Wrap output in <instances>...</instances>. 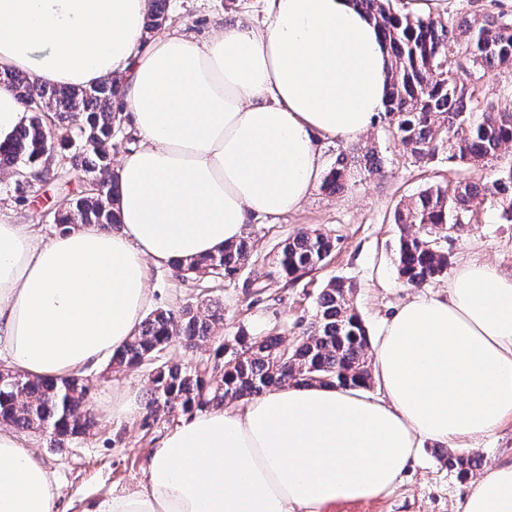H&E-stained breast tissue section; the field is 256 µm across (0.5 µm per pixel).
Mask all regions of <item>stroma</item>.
<instances>
[{"instance_id":"1","label":"stroma","mask_w":512,"mask_h":512,"mask_svg":"<svg viewBox=\"0 0 512 512\" xmlns=\"http://www.w3.org/2000/svg\"><path fill=\"white\" fill-rule=\"evenodd\" d=\"M394 5L405 12L422 10L455 19L498 12L512 18V0H425L421 6L416 0H394ZM267 8V0H168L166 22L201 38L213 22L226 16L262 23ZM469 80L482 97L500 109L512 110V69H475ZM318 147L327 166L335 160L337 150L346 152L352 171L347 189L336 194L314 190L298 210L281 216L252 215L246 233L255 243L257 266L233 280L189 276L174 266L151 267V309L176 311L189 303L213 300L224 309V326L215 331L214 343L233 338L241 329L253 336L276 334L291 343L300 338L310 321L319 291L329 279L341 277L355 284L352 302L369 339H376L394 309L414 293L398 280L393 266L399 237L396 208L429 182L453 185L471 177L472 171L449 161L444 153L424 163L411 162L381 119L357 138L322 139ZM370 148L383 160L382 175L363 173V155ZM9 181V176L0 177V221L37 225L47 237L56 231L54 215L64 197L76 196L84 187L76 175L65 186L49 180L36 184L20 203L6 193ZM303 229L328 233L334 240L331 255L321 268L296 281L270 276L280 243ZM439 245L449 256L450 268L465 262L488 263L512 275V222L503 219L496 196L477 205L474 221L449 230ZM149 377L146 367L111 374L106 365H99L92 372L89 408L96 425L89 434L54 448L47 437L26 433L38 461L60 487L55 512H83L89 501L108 497L116 489L135 488L144 480L149 449L156 447L173 425L169 419L148 418L144 403ZM124 396L137 399V411L127 418L110 417L113 403ZM433 448V443H423L418 461L390 495L339 500L326 505L323 512H458L478 479L495 468L512 465V419L494 436L477 443L473 453L481 464L467 477L448 471Z\"/></svg>"}]
</instances>
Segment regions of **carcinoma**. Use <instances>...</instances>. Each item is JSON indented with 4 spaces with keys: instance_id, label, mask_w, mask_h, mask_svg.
Here are the masks:
<instances>
[{
    "instance_id": "1",
    "label": "carcinoma",
    "mask_w": 512,
    "mask_h": 512,
    "mask_svg": "<svg viewBox=\"0 0 512 512\" xmlns=\"http://www.w3.org/2000/svg\"><path fill=\"white\" fill-rule=\"evenodd\" d=\"M376 22L390 52V83L384 118L394 141L414 162L440 152L448 160L482 168L512 143V112L479 100L458 70L512 68V22L504 15H482L454 21L402 13L393 0H358ZM167 0H153L145 21L151 35L166 21ZM0 84L14 89L22 101L37 103L27 125L10 142L0 144V171H32L51 156L58 181L69 182L83 172L89 185L77 198H68L55 217L57 229L98 224L110 229L120 223L111 179L113 140L128 135L120 89L112 79L75 88L40 84L34 76L13 70L0 72ZM57 120V136L48 134L44 115ZM81 116L72 127L68 120ZM351 178L343 153L325 172L322 189L344 190ZM501 196L503 217L512 221V168L489 181L483 176L454 188L432 184L397 211L400 237L395 270L403 284L422 288L448 269V253L438 240L448 230L473 220L477 202L488 194ZM330 237L302 231L284 242L271 274L289 282L318 269L330 256ZM249 237L224 250L181 265L187 274L233 279L254 264ZM354 285L333 278L315 300V314L302 337L289 345L277 335L251 336L239 331L221 343L213 358L185 365L163 353L173 347L193 351L212 339L224 322V309L212 304L186 305L178 312L156 310L142 321L139 332L110 357L108 369L151 368L146 408L157 421L174 415L228 405L256 397L282 385L370 386L368 334L351 301ZM91 379L77 376L60 381L23 374L0 379V419L23 431L49 426L54 446L61 448L86 434L95 424L88 407ZM448 469L466 475L479 464L475 457L439 449Z\"/></svg>"
}]
</instances>
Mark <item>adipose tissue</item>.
I'll return each mask as SVG.
<instances>
[{
    "label": "adipose tissue",
    "instance_id": "adipose-tissue-1",
    "mask_svg": "<svg viewBox=\"0 0 512 512\" xmlns=\"http://www.w3.org/2000/svg\"><path fill=\"white\" fill-rule=\"evenodd\" d=\"M151 0H0V70L89 87L119 78L140 145L115 171L123 228L52 237L0 222V354L32 378L94 368L134 336L149 266L238 241L250 215L297 210L321 175L318 139H353L383 111L388 54L354 0H270L261 25L144 36ZM381 394L288 385L183 416L144 483L87 512H321L386 496L423 441L465 452L512 417V276L461 264L417 294L374 348ZM58 486L0 428V512H54ZM461 512H512V466Z\"/></svg>",
    "mask_w": 512,
    "mask_h": 512
}]
</instances>
